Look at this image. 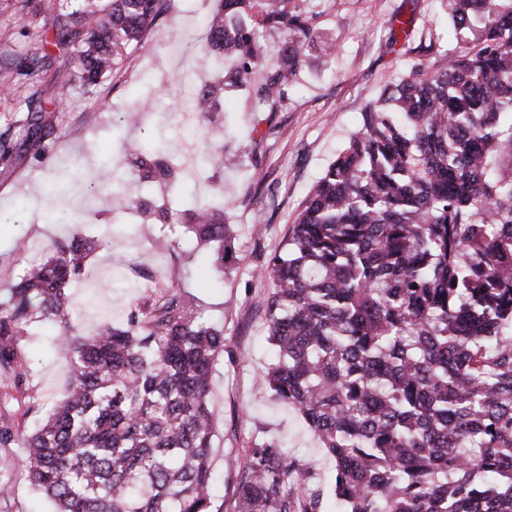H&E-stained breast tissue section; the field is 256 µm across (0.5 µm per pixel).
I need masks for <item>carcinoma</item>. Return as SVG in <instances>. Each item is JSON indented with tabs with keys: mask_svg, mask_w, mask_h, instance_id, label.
Masks as SVG:
<instances>
[{
	"mask_svg": "<svg viewBox=\"0 0 512 512\" xmlns=\"http://www.w3.org/2000/svg\"><path fill=\"white\" fill-rule=\"evenodd\" d=\"M157 0H82L58 15L75 67L61 87L90 92L141 41ZM462 35L448 70L426 59L360 113V127L301 205L267 269L269 341L262 384L295 409L332 463L336 512H512V0H446ZM315 15L295 0H221L206 48L218 76L196 100L211 117L227 88L276 111L301 73ZM288 39L265 59L263 34ZM263 74L261 82L256 81ZM140 180L165 195L183 161ZM116 207L147 214L139 196ZM224 194L179 210L224 272ZM108 242L55 240L0 298V378L28 376L34 327H59L68 384L25 434L30 484L53 512H223L212 494L218 426L210 383L224 326L171 286L119 326L80 329L66 290ZM234 512H326L324 490L278 443L248 449Z\"/></svg>",
	"mask_w": 512,
	"mask_h": 512,
	"instance_id": "carcinoma-1",
	"label": "carcinoma"
}]
</instances>
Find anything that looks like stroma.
Masks as SVG:
<instances>
[{"label":"stroma","mask_w":512,"mask_h":512,"mask_svg":"<svg viewBox=\"0 0 512 512\" xmlns=\"http://www.w3.org/2000/svg\"><path fill=\"white\" fill-rule=\"evenodd\" d=\"M216 0H166L145 36L143 50L124 55L93 92L62 90L55 72L73 66L71 50L55 43L58 0H0V290L24 267L41 259L51 239L67 235L65 225L47 224L45 210L74 213L109 245L92 258L69 290L72 314L83 327L120 323L146 291L148 277L171 281L184 262L182 249L156 255L152 237L168 233L163 216L143 219L121 211L113 190L134 194L131 164L119 157L127 137L162 145L176 158L220 152L224 167L195 187L198 198L222 190L229 201L232 255L220 275L210 260L197 256L186 291L204 304V315L224 326V353L212 379L210 405L218 421L213 469L216 497L232 500L244 450L252 437L268 435L287 446L292 457L315 464L314 483H328L330 461L301 417L274 401L260 384L270 362L263 300L270 291L264 276L281 250L306 195L360 122L365 106L409 76L418 61V39L393 43L391 20L411 16L431 24L440 43L453 48L456 35L440 0H302L316 15V38L309 44L297 84L276 111L250 113L246 94L227 90L210 122L187 120L189 91L207 79V64L196 48L205 42V18ZM49 56L48 64L26 69L29 50ZM42 115L47 149L30 145L28 119ZM110 163L118 174L113 190L68 185L50 197L45 187L58 176H78ZM27 188L30 205L20 211L16 192ZM53 326L27 337L23 351L30 365L29 396L0 385V417L34 430L61 396L68 365L52 343ZM0 512H49L31 488L23 449L0 447Z\"/></svg>","instance_id":"stroma-1"}]
</instances>
